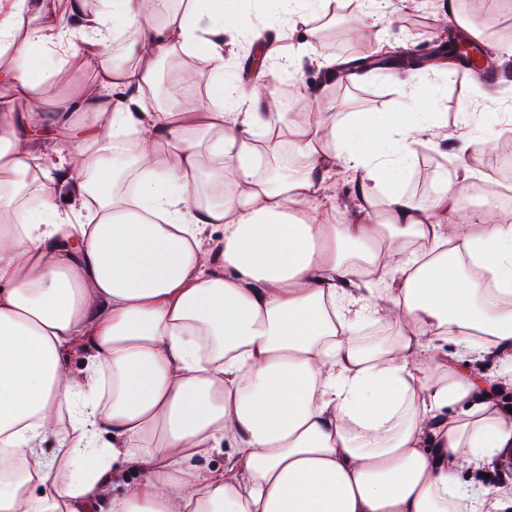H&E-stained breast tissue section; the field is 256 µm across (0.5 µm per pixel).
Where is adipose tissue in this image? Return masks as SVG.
<instances>
[{"mask_svg": "<svg viewBox=\"0 0 512 512\" xmlns=\"http://www.w3.org/2000/svg\"><path fill=\"white\" fill-rule=\"evenodd\" d=\"M32 11L50 0L0 16L15 97L0 103V512H505L511 494L469 489L460 471L512 447V224L462 208L466 165L440 172L428 209L402 190L436 113L361 112L343 127L318 112L295 146L302 167L265 177L293 120L271 107L275 73L247 87L225 76L240 0H107L83 24L98 79L51 112L29 58L66 23L18 38ZM129 27L127 66L105 63ZM200 49L201 107L146 111L157 64ZM83 108L107 123L77 125ZM65 131L71 159L49 168L37 145ZM336 157L382 210L310 216ZM209 170L233 191L203 203ZM122 173L132 191L116 190ZM63 185L80 211L59 209ZM210 227L222 237L208 250ZM366 272L391 283L379 300L351 290ZM367 322L380 334L360 335ZM450 341L495 358V375H464ZM76 346L80 376L66 363ZM222 450V472L198 467Z\"/></svg>", "mask_w": 512, "mask_h": 512, "instance_id": "obj_1", "label": "adipose tissue"}]
</instances>
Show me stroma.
Returning <instances> with one entry per match:
<instances>
[{
  "label": "stroma",
  "mask_w": 512,
  "mask_h": 512,
  "mask_svg": "<svg viewBox=\"0 0 512 512\" xmlns=\"http://www.w3.org/2000/svg\"><path fill=\"white\" fill-rule=\"evenodd\" d=\"M335 7L337 13L330 18V25L355 21L363 32L362 39L356 43L337 39L335 50L303 57L282 71L280 97L294 96L299 84L317 90L320 101L332 108L340 125L352 122L358 112H406L423 107L439 112V121L432 130L434 146L429 155H418L405 184L408 195L420 205H428L433 199L444 164L462 161L476 170L478 181H500L502 172L492 163L498 153L497 144L467 147L457 133L464 113H478L484 122L493 124L512 106V56L497 49L503 21L512 20V4L506 2L495 12L479 7L465 18L479 32L484 50L497 67L491 83L470 77L457 66L446 71L432 63L409 65V49L423 54L439 39V29L447 23L442 0H336ZM53 14L67 18L69 38L38 59L35 66L42 70L52 61L63 60L68 79L63 84L46 81L43 89L49 98L71 94L96 79L95 73L82 64L80 19L72 16L67 6L54 9ZM224 51L230 62L229 75L249 83L256 52L250 30L243 28L225 35ZM365 57L385 59L390 66L370 71L368 79L358 84L329 80L328 61ZM325 182L327 189L312 201L311 210L328 224L354 220L359 199L352 173L339 161L331 166Z\"/></svg>",
  "instance_id": "obj_1"
}]
</instances>
